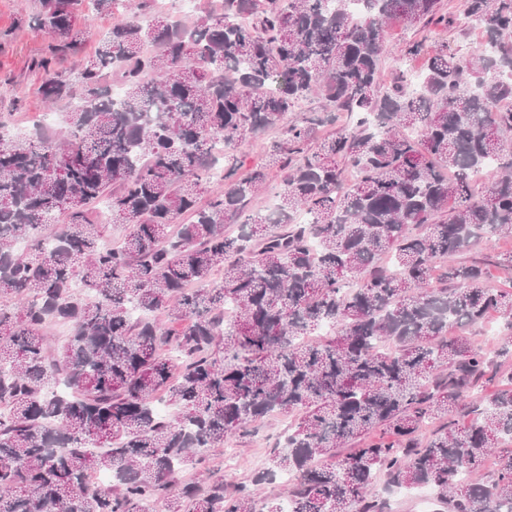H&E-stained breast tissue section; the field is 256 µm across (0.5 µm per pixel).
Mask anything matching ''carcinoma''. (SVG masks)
<instances>
[{
    "mask_svg": "<svg viewBox=\"0 0 512 512\" xmlns=\"http://www.w3.org/2000/svg\"><path fill=\"white\" fill-rule=\"evenodd\" d=\"M38 3L19 19L50 35L33 94L83 104L62 136L0 113V298L23 302L0 303V512H260L245 485L178 475L292 412L253 484L290 475L293 512H387L380 476L449 512L512 510V451L485 473L512 436V372L462 335L496 314L512 360V280L489 287L485 259L440 264L512 234V0H363L358 16L348 0H223L193 22L137 0L76 72L62 62L83 53L87 5L126 0ZM394 23L432 35L403 43L385 85ZM467 26L488 49L438 38ZM313 96L321 111L288 120ZM271 129L274 220L249 209L269 172L237 177L236 155ZM217 137L222 190L202 205ZM102 201L129 226L120 245ZM50 324L70 326L57 354Z\"/></svg>",
    "mask_w": 512,
    "mask_h": 512,
    "instance_id": "cac0c4a2",
    "label": "carcinoma"
}]
</instances>
